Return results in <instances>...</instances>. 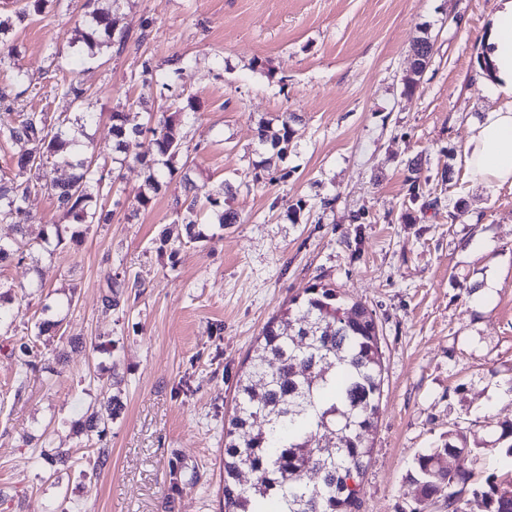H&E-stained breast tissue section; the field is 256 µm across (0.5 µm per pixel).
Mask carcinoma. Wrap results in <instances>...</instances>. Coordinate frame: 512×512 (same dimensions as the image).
Segmentation results:
<instances>
[{
  "instance_id": "1",
  "label": "carcinoma",
  "mask_w": 512,
  "mask_h": 512,
  "mask_svg": "<svg viewBox=\"0 0 512 512\" xmlns=\"http://www.w3.org/2000/svg\"><path fill=\"white\" fill-rule=\"evenodd\" d=\"M121 0H109L105 7L89 12L85 28L75 39L93 59L114 42L112 12ZM13 21L0 19V69L13 71L15 98L38 96L27 72L15 64L9 44ZM417 44L425 52L413 62L415 79L403 85V95L415 94L420 77L427 69L433 50L429 35ZM69 112L49 113L32 108L28 112L0 114V140L26 146L17 170L6 177L0 174V223H10L31 193L49 188L58 207L83 230L54 225L53 237H44L41 249L53 255L64 242H81L93 224H109L112 211L100 200L111 195L117 177L105 170L92 156L74 152L86 127L97 120V113L84 108L86 91L74 80L62 79L51 89ZM134 104L119 103L111 113L112 152L121 153L131 138L148 139V149L136 157L144 170L143 188L137 197L147 207L155 196L167 189L178 173L177 161L184 151L188 132L186 120L195 111L192 98L175 103L174 111L160 118L152 112L131 114ZM293 115L284 112L278 124L263 122L257 128L259 142L268 144L273 154L258 165L268 182L284 178L277 161L288 153L293 137ZM67 167L71 176L64 181L48 180V167ZM183 194L174 198L177 222L184 225L185 239H161L159 250L177 254L186 244L209 240V228L201 216H210L219 229L239 221L236 211L224 207V196L209 195L200 201L193 193L191 180L183 175ZM31 256L27 244L0 242V265L19 263ZM108 289L102 295V311L119 308L123 291L116 278L107 276ZM11 354L20 362L19 387H24L28 372L37 369L39 353L29 339L20 338ZM383 383V352L378 325L371 309L361 303L348 304L336 290L315 285L302 298L271 317L262 328L248 365L236 384L233 414L224 433V487L220 512H259L263 504H277L275 512H359L360 488L371 460L372 450L364 431L378 419ZM122 409L116 396L107 405L91 407L78 433L89 436L106 431L108 421ZM486 428L496 434L488 443L471 429L455 425L448 429V440L417 454L409 481L417 492L418 508L426 512L437 501H444L448 512H468L469 500L462 486L470 474L448 468V459L469 455L481 464L492 450L512 459V422L492 423L484 417ZM40 458L57 473L69 468L70 450L56 448ZM248 472L252 479L242 482ZM314 473L319 480L310 483ZM168 482L177 490L185 482V467L175 461L169 465ZM485 512H512V480L495 473L487 475L472 490Z\"/></svg>"
}]
</instances>
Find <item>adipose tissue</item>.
I'll list each match as a JSON object with an SVG mask.
<instances>
[{"instance_id": "ef3b65f1", "label": "adipose tissue", "mask_w": 512, "mask_h": 512, "mask_svg": "<svg viewBox=\"0 0 512 512\" xmlns=\"http://www.w3.org/2000/svg\"><path fill=\"white\" fill-rule=\"evenodd\" d=\"M498 4L482 41L486 66L479 76L507 102L473 121L462 149L470 180L486 188L512 185V0Z\"/></svg>"}]
</instances>
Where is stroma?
<instances>
[{"label":"stroma","mask_w":512,"mask_h":512,"mask_svg":"<svg viewBox=\"0 0 512 512\" xmlns=\"http://www.w3.org/2000/svg\"><path fill=\"white\" fill-rule=\"evenodd\" d=\"M83 3L53 0L15 23L16 65L41 91L65 77L88 90L102 165L117 103L144 95L159 114L193 98L183 157L199 194L231 185L224 202L239 221L176 257L159 252L161 231L181 230L182 187L138 207L143 173L132 162L106 200L111 223L38 265L0 267L2 289L44 284L14 332L0 331V512H219L243 362L270 317L319 283L373 310L384 352L360 512H413L418 452L453 425L512 420V186L473 185L460 160L471 122L504 103L476 78L498 0H124L115 18L125 45L92 62L68 46ZM425 33L433 55L409 98L403 78ZM178 57L187 64L170 91L147 95L143 62L166 71ZM285 112L294 135L271 184L256 177L268 154L256 129ZM414 172L422 195L412 201ZM26 211L20 225L0 223V239L36 242L64 221L47 190ZM483 237L493 250L474 248ZM110 271L139 287L107 315ZM490 278L497 286L481 297ZM43 318L63 332L37 337L42 359L22 386L11 350ZM98 339L108 351L92 350ZM112 395L123 409L103 438L77 435L89 404ZM46 441L70 450L71 468L48 475L37 461ZM101 447L109 461L95 473ZM177 458L199 483L171 490Z\"/></svg>","instance_id":"1"}]
</instances>
